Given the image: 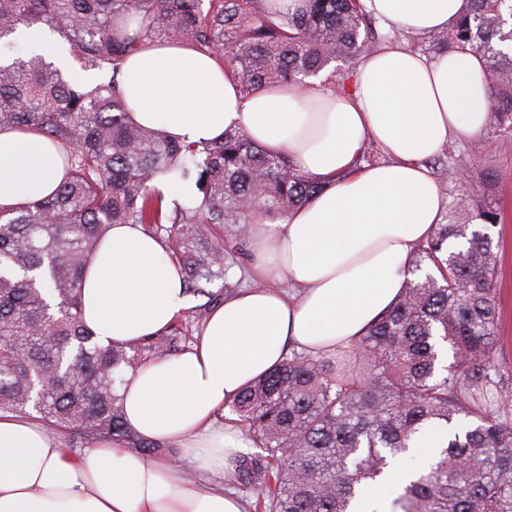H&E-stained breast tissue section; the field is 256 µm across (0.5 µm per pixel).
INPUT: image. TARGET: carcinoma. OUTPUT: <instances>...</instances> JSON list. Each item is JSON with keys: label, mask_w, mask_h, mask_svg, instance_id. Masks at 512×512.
<instances>
[{"label": "carcinoma", "mask_w": 512, "mask_h": 512, "mask_svg": "<svg viewBox=\"0 0 512 512\" xmlns=\"http://www.w3.org/2000/svg\"><path fill=\"white\" fill-rule=\"evenodd\" d=\"M468 3L434 47L483 57L494 114L512 116V0ZM33 23L64 38L83 71L110 77L75 82L36 55L0 60V132L46 138L63 167L52 195L0 209V412L176 461V445L127 426L120 390L127 372L189 350L190 337L171 325L142 343L100 344L82 318L89 259L114 224H193L200 237L230 224L244 240L248 225L287 216L320 187L239 131L185 143L132 123L123 65L170 39L224 61L246 95L335 62L346 64L333 69L342 86L373 44L371 14L363 0H306L293 13L264 0H0V40ZM160 176L194 180L196 205L167 209ZM502 221L484 200L454 203L364 336L318 355L292 347L224 404L257 448L236 454L231 472L258 492L254 512H358L426 443L431 462L404 474L391 512H512V413L491 399L498 255L487 230Z\"/></svg>", "instance_id": "carcinoma-1"}]
</instances>
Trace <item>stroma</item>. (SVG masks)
Segmentation results:
<instances>
[{
  "label": "stroma",
  "instance_id": "1",
  "mask_svg": "<svg viewBox=\"0 0 512 512\" xmlns=\"http://www.w3.org/2000/svg\"><path fill=\"white\" fill-rule=\"evenodd\" d=\"M428 165L433 170L444 167L451 173L456 169L466 172L465 179L458 180L450 175L442 181L444 205H451L464 196L480 195L506 213L505 222L492 228L491 236L501 265L496 283L502 343L498 366L501 373L512 376V119L489 117L483 131L457 139L429 160ZM148 230L159 239L165 255L178 264L187 288L192 291L190 307L176 320L177 325L187 327L189 336H197L203 328L197 319L199 309L210 311L223 302L221 289L225 279H232L241 288L251 287L256 282L251 245L232 238L230 226H213L211 236L204 240L194 235L189 224H152ZM217 244L239 253L238 263L229 269L218 262L197 267L198 257L208 254ZM201 281L207 288L203 295L194 291L196 283Z\"/></svg>",
  "mask_w": 512,
  "mask_h": 512
}]
</instances>
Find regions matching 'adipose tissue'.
<instances>
[{
    "label": "adipose tissue",
    "mask_w": 512,
    "mask_h": 512,
    "mask_svg": "<svg viewBox=\"0 0 512 512\" xmlns=\"http://www.w3.org/2000/svg\"><path fill=\"white\" fill-rule=\"evenodd\" d=\"M386 25L412 35L448 29L467 0H366ZM131 119L181 141L241 131L285 153L322 184L275 223L249 228L260 287L228 294L176 357L130 374L122 392L141 438L179 444L184 457L227 462L246 443L215 426L225 402L281 359L287 344L332 350L360 336L398 301L417 245L441 220L442 192L426 166L491 110L483 58L455 48L426 57L402 44L367 53L349 91L295 84L243 96L214 57L172 40L147 44L123 66ZM375 143L380 162L360 158ZM62 168L45 138L0 132V207L54 192ZM296 290L288 299L279 289ZM83 320L103 343L133 344L189 306L178 265L140 224H116L90 260ZM224 491L199 488L180 463L110 441L73 454L40 423L0 415V512H242Z\"/></svg>",
    "instance_id": "1"
}]
</instances>
